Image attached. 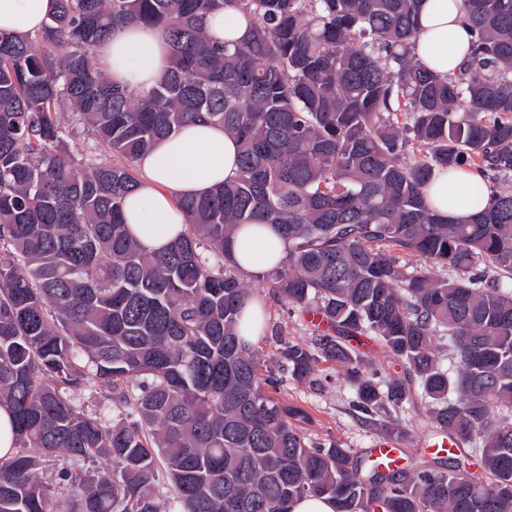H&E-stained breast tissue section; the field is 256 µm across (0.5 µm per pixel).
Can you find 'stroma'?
<instances>
[{
	"instance_id": "1",
	"label": "stroma",
	"mask_w": 512,
	"mask_h": 512,
	"mask_svg": "<svg viewBox=\"0 0 512 512\" xmlns=\"http://www.w3.org/2000/svg\"><path fill=\"white\" fill-rule=\"evenodd\" d=\"M268 330L257 343L262 361L281 370L283 378L280 400L300 406L311 416L304 430L310 440L336 439L342 447L361 455L382 443L384 436L361 424L351 407L353 390L345 369L339 364H324L314 381L300 380L281 366L280 351L285 343H311L317 327L312 314L301 312L280 299L271 290H264ZM401 424L408 429V437L399 446L405 459L419 456L432 443L434 430L417 409L407 408L399 415Z\"/></svg>"
}]
</instances>
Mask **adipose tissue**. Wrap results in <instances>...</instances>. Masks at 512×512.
Segmentation results:
<instances>
[{
    "instance_id": "adipose-tissue-1",
    "label": "adipose tissue",
    "mask_w": 512,
    "mask_h": 512,
    "mask_svg": "<svg viewBox=\"0 0 512 512\" xmlns=\"http://www.w3.org/2000/svg\"><path fill=\"white\" fill-rule=\"evenodd\" d=\"M56 6L55 0H0V29L18 35L41 31ZM415 55L430 70L448 74L466 60L470 34L462 23L461 0H419ZM114 82L133 92L150 89L170 66V49L162 28L133 25L114 28L95 48ZM238 144L218 125L193 123L159 141L143 156L142 178L127 198L124 218L129 233L143 248L162 251L185 229L176 205L186 195H201L234 177ZM477 168L438 174L425 187L426 203L448 222L474 219L485 203L468 197L470 186L483 183ZM285 241L273 225L237 228L231 239L233 257L249 274L274 268L285 254Z\"/></svg>"
}]
</instances>
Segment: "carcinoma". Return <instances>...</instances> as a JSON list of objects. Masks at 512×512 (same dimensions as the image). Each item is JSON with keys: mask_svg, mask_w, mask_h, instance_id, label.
Wrapping results in <instances>:
<instances>
[{"mask_svg": "<svg viewBox=\"0 0 512 512\" xmlns=\"http://www.w3.org/2000/svg\"><path fill=\"white\" fill-rule=\"evenodd\" d=\"M416 2L57 0L41 32L0 30V512H289L310 495L512 512V0H462L473 40L447 76L415 59ZM229 7L249 34L217 45L202 20ZM134 22L165 28L173 59L142 93L93 56ZM197 120L236 137L237 175L178 199L184 233L149 253L123 221L135 165ZM471 166L486 207L445 223L423 189ZM244 224L277 225L286 255L261 279L320 317L281 351L292 375L344 365L390 440L422 407L451 443L436 461L365 464L293 425L312 417L269 395L279 379L238 336ZM370 336L404 375L379 378Z\"/></svg>", "mask_w": 512, "mask_h": 512, "instance_id": "obj_1", "label": "carcinoma"}]
</instances>
